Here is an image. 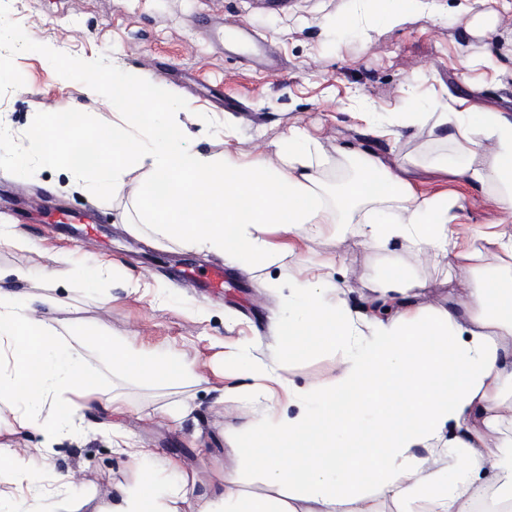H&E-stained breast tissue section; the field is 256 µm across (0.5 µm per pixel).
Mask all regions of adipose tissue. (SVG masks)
I'll return each instance as SVG.
<instances>
[{
	"instance_id": "1",
	"label": "adipose tissue",
	"mask_w": 512,
	"mask_h": 512,
	"mask_svg": "<svg viewBox=\"0 0 512 512\" xmlns=\"http://www.w3.org/2000/svg\"><path fill=\"white\" fill-rule=\"evenodd\" d=\"M423 0H354V16L394 28ZM90 92L110 118L88 124L97 135V162L72 164V126L37 125L14 165L70 167L92 194L129 199L144 229L181 245L232 258L246 269L267 267L289 251L274 230L320 234L329 224H358L363 246L403 240L422 252H442L449 266L477 280L465 298L447 306L420 303L423 286L402 272L388 274L375 295L351 307L321 267L298 269L289 284L280 333L289 354L307 346L335 351L332 381L276 389L283 381L248 358L247 393L262 395L263 412L232 445L244 461L259 460L266 496L244 498L238 476L200 512H379L380 500L407 512H477L495 499L512 512V442L501 424L512 416V270L481 263L484 251L462 240L452 224L459 207L445 194L423 197L382 157L366 152L356 173L329 186L318 171L321 142L293 126L273 149L253 160L231 152L187 150L184 125L169 106L145 111L133 83L91 78ZM451 130L452 156L435 169L466 178L500 209L512 213V114L475 106L439 112ZM138 181H130L134 170ZM10 368L0 372V405L19 426L31 409L50 406L69 422L77 401L98 399L100 380L82 355L59 343L52 322L22 308L0 286V349ZM112 370L147 383L172 385L197 377L196 360H163L147 349L103 342ZM265 447L255 458V447ZM444 456L448 467L432 468ZM137 472L112 512H179L186 486L168 480L177 461L152 463L149 449L127 454Z\"/></svg>"
}]
</instances>
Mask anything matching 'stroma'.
<instances>
[{
    "label": "stroma",
    "mask_w": 512,
    "mask_h": 512,
    "mask_svg": "<svg viewBox=\"0 0 512 512\" xmlns=\"http://www.w3.org/2000/svg\"><path fill=\"white\" fill-rule=\"evenodd\" d=\"M461 0H433L428 13H412L400 26L376 30L337 28L351 16L352 0H0V141L21 150L47 113L96 116L103 106L86 89V63L98 77L116 81L136 75L155 86L160 100L212 116V126L188 124L187 148L204 154L230 149L253 155L304 128L323 144L328 158L370 151L407 169L427 195L458 196L457 224L468 237L504 218L480 188L431 170L451 153L445 130L436 128L432 102L460 99L481 108L512 113V19L471 35L473 12ZM493 52L499 69L470 65ZM367 99L378 112L422 113L396 139H378L348 103ZM239 131L225 142L224 126ZM126 198L92 197L67 168L31 164L18 174L0 163V225H16L26 244H0V284L29 304L55 300L41 314L101 376L97 403L81 407L71 424L51 430L49 412L19 427L10 411L0 412V470L13 453L40 448L44 460L13 485L0 512H108L122 487L135 481L127 457L112 446L120 431L134 447L153 449L157 460H178L201 481L190 489L181 512H198L205 499L224 490V477L241 475L245 496L266 487L248 464L238 463L230 444L235 433L262 410L258 398H243V379L225 373L239 354L263 359L296 385L325 380L338 358L319 352L300 359L283 354L278 329L286 313L288 278L300 263L327 259L331 281L352 306L373 295L391 268L425 283L426 300L447 304L449 295L470 287L448 270L445 256H426L408 243L362 246L353 224L327 226L301 253L251 272L220 254L147 238L128 222ZM104 273L90 288L85 268ZM29 270L27 281L13 272ZM220 267L224 285L214 288L196 273ZM146 348L162 357L185 354L201 367L198 380L182 386L143 385L112 374L97 339ZM192 407L179 417L175 408ZM76 484L63 489L61 476Z\"/></svg>",
    "instance_id": "35a3bbf8"
}]
</instances>
